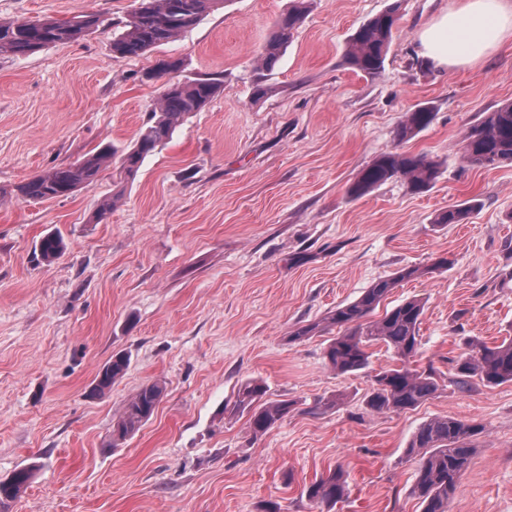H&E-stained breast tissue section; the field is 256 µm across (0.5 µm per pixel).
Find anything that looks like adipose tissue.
I'll return each mask as SVG.
<instances>
[{
    "label": "adipose tissue",
    "instance_id": "adipose-tissue-1",
    "mask_svg": "<svg viewBox=\"0 0 512 512\" xmlns=\"http://www.w3.org/2000/svg\"><path fill=\"white\" fill-rule=\"evenodd\" d=\"M420 53L438 68L476 64L512 42V0H462L423 28Z\"/></svg>",
    "mask_w": 512,
    "mask_h": 512
}]
</instances>
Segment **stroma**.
<instances>
[{"label": "stroma", "mask_w": 512, "mask_h": 512, "mask_svg": "<svg viewBox=\"0 0 512 512\" xmlns=\"http://www.w3.org/2000/svg\"><path fill=\"white\" fill-rule=\"evenodd\" d=\"M291 0H224L175 41L140 57L112 53L135 0H0V20L100 14L96 31L24 57L0 55V479L38 463L10 512H318L304 488L336 466L347 491L331 512H421L413 492L414 431L439 416L482 425L449 512H512V383L462 389L454 361L472 341L512 339V166L459 161L466 128L512 102V43L462 69L419 55L421 29L457 0H310L273 69L259 54ZM397 7L383 70L347 65L350 35ZM216 78L222 91L148 155L134 179L118 164L69 197L24 201L11 189L104 143L124 148L157 107L164 78ZM266 93L256 96V86ZM435 118L405 143V113ZM441 162L426 192L392 180L348 189L381 154ZM120 200L102 222L93 216ZM481 202L464 224L448 207ZM67 249L54 263L48 232ZM445 269L402 282L383 303L424 301L416 368H433L434 396L411 410L366 405L392 350L336 373L330 334L289 342L397 269ZM125 377L90 389L112 354ZM261 379L298 408L262 437L225 412L238 386ZM161 383L154 414L131 438L112 423L144 385ZM335 408L310 413L315 401ZM64 239L56 233L44 235L38 243V252L44 262L50 263L58 259L65 251Z\"/></svg>", "instance_id": "35a3bbf8"}]
</instances>
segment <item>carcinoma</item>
Returning <instances> with one entry per match:
<instances>
[{
	"label": "carcinoma",
	"mask_w": 512,
	"mask_h": 512,
	"mask_svg": "<svg viewBox=\"0 0 512 512\" xmlns=\"http://www.w3.org/2000/svg\"><path fill=\"white\" fill-rule=\"evenodd\" d=\"M223 0H138L129 16L126 29L112 39V53L119 57H137L153 48L169 43L183 32L196 26L203 16ZM294 5L274 24L261 55L262 63L271 68L277 62L293 32L302 23L307 0H293ZM398 18L396 8L365 21L349 39L346 62L364 74H377L389 52ZM103 20L96 14H82L69 20L45 17L38 20H0V55L26 56L57 43L79 39L85 32L99 26ZM221 84L210 78L189 81L168 80L164 84L158 110L139 129L134 144L123 151L120 167L129 179L136 177L144 158L168 141L176 127L193 112L205 106ZM429 107H419L406 113L398 124L395 137L405 141L424 130L433 120ZM117 149L106 144L82 159L62 167L49 169L14 188L17 198L41 201L68 197L80 187L93 182L103 168L116 156ZM460 159L472 169H494L512 164V102L470 125L461 141ZM441 164L426 154L389 152L379 156L364 168L349 193L361 196L390 180H403L408 188L421 193L429 189L440 174ZM480 207L476 201L454 205L441 212L436 224H463ZM64 239L56 233L44 235L38 243L41 259L50 263L65 251ZM425 271L409 266L378 280L357 300L336 307L322 320L293 330L288 339L294 343L335 327L340 334L325 350V359L337 372L352 374L368 363L367 348L383 343L402 362L414 357L418 350V331L424 311L420 298L406 300L382 318L370 319V314L401 282L418 278ZM129 367L125 354L112 355L99 372L93 391L103 394L124 378ZM455 385L475 380L487 385L512 382V340L488 346L474 342L471 350L455 361ZM438 390L434 371L412 370L395 366L375 375L374 385L366 405L374 411L401 412L431 398ZM163 388L159 384L145 386L127 402L123 414L112 424V441H122L134 435L153 415ZM265 385L247 380L239 386L231 403L234 414L249 416L251 432L258 436L273 428L294 410L293 400L266 401ZM481 431L477 424L454 417H437L423 424L414 434L409 454L417 457L414 492L424 504L423 512H448L450 496L462 474L469 468L475 453L474 437ZM35 466L22 467L5 481H0V512H9V504L24 492ZM346 490L344 472L335 470L326 478L311 483L306 489L314 505L329 506L341 499Z\"/></svg>",
	"instance_id": "cac0c4a2"
}]
</instances>
